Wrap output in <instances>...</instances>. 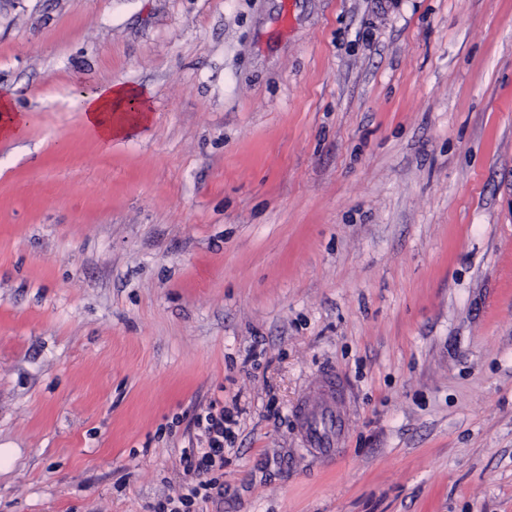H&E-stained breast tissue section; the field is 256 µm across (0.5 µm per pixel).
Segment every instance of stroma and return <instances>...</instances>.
<instances>
[{
	"instance_id": "1",
	"label": "stroma",
	"mask_w": 512,
	"mask_h": 512,
	"mask_svg": "<svg viewBox=\"0 0 512 512\" xmlns=\"http://www.w3.org/2000/svg\"><path fill=\"white\" fill-rule=\"evenodd\" d=\"M0 96V512H155L212 402L189 512H512V0H0ZM82 112L87 127L105 143L149 119V109L140 92L119 84L85 95ZM26 122V115L15 108L11 99L0 98V139L13 140L21 134ZM294 413L301 422L304 447L320 458L335 455L344 430L343 419L329 410L312 411L308 401L297 405ZM230 417V414H224V408L214 413L212 406L196 415L197 428L201 431L207 447L183 449L187 472L209 474L216 467H224V438L225 433L230 432V428L224 425L230 422Z\"/></svg>"
}]
</instances>
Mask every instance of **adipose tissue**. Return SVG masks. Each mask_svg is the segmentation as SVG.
I'll list each match as a JSON object with an SVG mask.
<instances>
[{
  "instance_id": "adipose-tissue-1",
  "label": "adipose tissue",
  "mask_w": 512,
  "mask_h": 512,
  "mask_svg": "<svg viewBox=\"0 0 512 512\" xmlns=\"http://www.w3.org/2000/svg\"><path fill=\"white\" fill-rule=\"evenodd\" d=\"M82 112L87 127L105 143L149 118V109L140 92L119 84L85 95Z\"/></svg>"
}]
</instances>
